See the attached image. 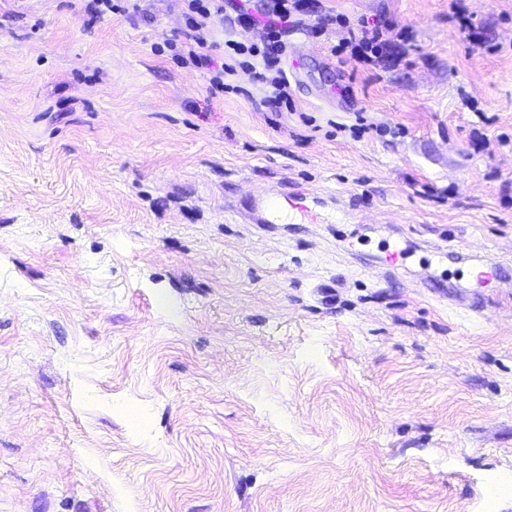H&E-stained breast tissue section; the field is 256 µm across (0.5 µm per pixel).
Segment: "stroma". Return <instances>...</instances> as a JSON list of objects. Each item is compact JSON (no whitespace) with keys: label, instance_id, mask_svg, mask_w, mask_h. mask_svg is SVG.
<instances>
[{"label":"stroma","instance_id":"1","mask_svg":"<svg viewBox=\"0 0 512 512\" xmlns=\"http://www.w3.org/2000/svg\"><path fill=\"white\" fill-rule=\"evenodd\" d=\"M320 3L279 116L177 0H0V512H512V0ZM282 181L316 223L224 208ZM390 30L378 24L370 25L363 18L357 20L355 27L349 28L342 46L350 48L351 57L360 64L374 63L387 47L391 37ZM445 251V254L448 255L453 260L459 262H465L471 265L473 268H479L478 276L480 281H484L492 278L497 269L500 267L496 262L490 261L486 259L484 256H478L476 254H470L465 252V249L456 248V247H448V251L446 249H441Z\"/></svg>","mask_w":512,"mask_h":512}]
</instances>
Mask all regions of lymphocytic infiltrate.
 <instances>
[{
    "label": "lymphocytic infiltrate",
    "mask_w": 512,
    "mask_h": 512,
    "mask_svg": "<svg viewBox=\"0 0 512 512\" xmlns=\"http://www.w3.org/2000/svg\"><path fill=\"white\" fill-rule=\"evenodd\" d=\"M187 33L181 47L175 53L179 63L204 69L211 73L214 85H223L226 79L237 73L239 56L251 58L250 68L254 81L259 84L266 102L272 107L287 101L288 79L283 71L273 65L285 49L284 39L288 32L298 28L307 12L305 0H272L267 11L252 14L248 7H240L237 23L262 27L261 44L245 45L235 40L233 33L224 37V60L216 62L209 49L215 28L224 22V0H182ZM390 41L388 28L358 20L349 28L343 44L349 47L352 58L360 64L379 59Z\"/></svg>",
    "instance_id": "f902f5d3"
}]
</instances>
